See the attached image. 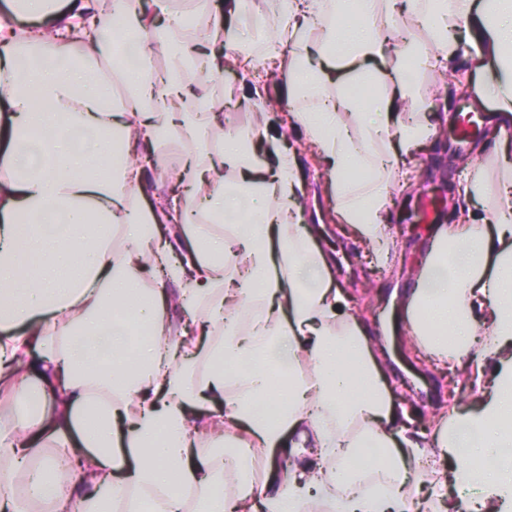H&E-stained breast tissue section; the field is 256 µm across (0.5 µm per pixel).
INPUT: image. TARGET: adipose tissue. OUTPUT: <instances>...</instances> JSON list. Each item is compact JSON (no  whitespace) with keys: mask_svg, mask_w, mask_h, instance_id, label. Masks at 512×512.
Masks as SVG:
<instances>
[{"mask_svg":"<svg viewBox=\"0 0 512 512\" xmlns=\"http://www.w3.org/2000/svg\"><path fill=\"white\" fill-rule=\"evenodd\" d=\"M9 0L37 41L0 21V382L40 397L0 414V512H505L512 506V194L493 224L461 211L433 233L407 295L404 326L431 356L486 384L474 409L418 431L394 401L360 319L303 224L295 161L262 170L248 130L224 125L225 68L284 59L288 124L324 156L346 223L380 260L391 171L431 124L410 79L390 95L323 104V73L297 49L312 27L356 79L367 58L450 63L464 23L475 62L494 57L490 136L512 143V0H408L427 34L379 39L394 0ZM268 18L264 40L225 32L224 14ZM164 60L163 71L150 61ZM375 395H358V382ZM274 408L273 419L257 415ZM367 452L371 473L349 464ZM299 457L281 473L275 456ZM71 461L53 503L30 464ZM453 460L451 471L439 468Z\"/></svg>","mask_w":512,"mask_h":512,"instance_id":"obj_1","label":"adipose tissue"}]
</instances>
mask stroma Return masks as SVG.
Instances as JSON below:
<instances>
[{
  "label": "stroma",
  "mask_w": 512,
  "mask_h": 512,
  "mask_svg": "<svg viewBox=\"0 0 512 512\" xmlns=\"http://www.w3.org/2000/svg\"><path fill=\"white\" fill-rule=\"evenodd\" d=\"M450 34L457 41L458 50L448 73L470 75L468 97L466 101H458L448 87L441 93L430 94L429 88L438 69L434 66L418 69L417 87L421 94L431 97L425 117L434 125L435 133L413 158L401 164L391 179L388 225L397 245L393 262L370 261V245L354 233L340 231L334 190L319 164L317 147L303 131L287 130V140L297 155L304 182L299 200L304 220L318 226V247L330 259L336 280L354 297L352 315L365 321L377 340L382 337V324L400 321L404 315L401 305L391 304L390 295L413 288L417 263L429 248L431 228L456 221L455 214L441 203L444 194L455 190L461 172L466 169L462 154L454 145L453 130L461 104H474L482 97L483 89L479 78L472 75L474 65L463 28L451 29ZM223 81L224 91L230 96L225 119L235 126L249 127L258 105L251 95L246 69L234 65L225 70ZM392 350L398 360L397 366L391 369L395 379H402L410 372L422 383L421 389L412 391L410 401L427 429L435 428V418L441 410L472 408L479 404L480 397L470 385L468 370L448 369L403 331L395 334Z\"/></svg>",
  "instance_id": "35a3bbf8"
}]
</instances>
